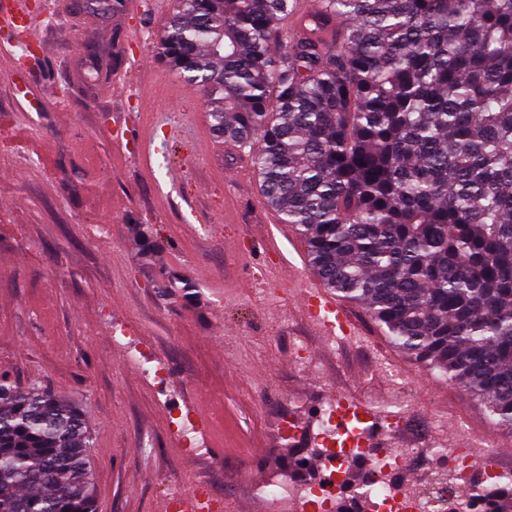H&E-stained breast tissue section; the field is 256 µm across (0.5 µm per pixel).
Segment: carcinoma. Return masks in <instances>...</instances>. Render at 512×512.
Instances as JSON below:
<instances>
[{
	"instance_id": "obj_1",
	"label": "carcinoma",
	"mask_w": 512,
	"mask_h": 512,
	"mask_svg": "<svg viewBox=\"0 0 512 512\" xmlns=\"http://www.w3.org/2000/svg\"><path fill=\"white\" fill-rule=\"evenodd\" d=\"M162 46L324 286L512 431V0H177ZM89 448L0 384V512H94Z\"/></svg>"
}]
</instances>
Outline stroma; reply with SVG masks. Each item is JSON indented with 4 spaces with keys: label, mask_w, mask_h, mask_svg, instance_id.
Wrapping results in <instances>:
<instances>
[{
    "label": "stroma",
    "mask_w": 512,
    "mask_h": 512,
    "mask_svg": "<svg viewBox=\"0 0 512 512\" xmlns=\"http://www.w3.org/2000/svg\"><path fill=\"white\" fill-rule=\"evenodd\" d=\"M42 0L40 44L27 66L0 29V383H36L73 400L88 421L95 512H175L173 494L206 485L226 512H269L259 489L296 448L319 404L346 388L372 408L395 380L416 401L406 432L421 447L437 430L494 439L512 469V433L438 370L397 350L363 307L370 342L325 347L287 300L240 281L261 252L231 243L266 213L249 149L217 138L206 97L159 58L176 0L159 12ZM108 60L89 77L85 58ZM140 130L156 118L189 131L156 153L116 137L113 108ZM134 335L125 350L112 329ZM307 343L319 378L289 357ZM169 369L152 383L138 356ZM197 419L196 450L174 422Z\"/></svg>",
    "instance_id": "1"
}]
</instances>
